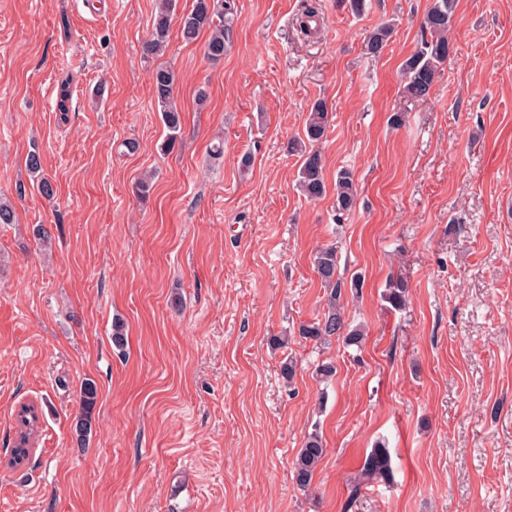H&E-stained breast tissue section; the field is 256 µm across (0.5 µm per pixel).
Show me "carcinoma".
Here are the masks:
<instances>
[{
	"mask_svg": "<svg viewBox=\"0 0 512 512\" xmlns=\"http://www.w3.org/2000/svg\"><path fill=\"white\" fill-rule=\"evenodd\" d=\"M176 0H157L151 36L142 43V55L154 58L161 54L170 38L171 24ZM457 0H431L423 21V34L419 46L403 65L401 94L409 101L418 102L429 97L443 66L453 55L449 37L453 27ZM234 5L231 0H195L193 8L182 14L178 34L183 42L194 43L204 31L210 32L205 43L204 54L212 62L224 58L226 43L229 41ZM393 32V26L384 23L367 37L366 51L374 57L381 55ZM176 75L173 70L159 66L152 73V87L155 100L162 112V121L168 130L164 150L174 148L181 128V111L174 102ZM72 81L69 75L59 80L57 110L69 111ZM332 113L325 101H316L308 113L304 137L291 140L288 152L298 156V186L309 199H318L325 193L324 158L316 148L331 125ZM357 199L354 174L343 168L336 173L335 208L339 215L353 209ZM314 270L327 294L323 316L299 327V336L319 344L332 339H343L351 345H359L364 337L361 325L349 326L344 314L343 294L349 290L357 294L362 288L361 277L356 276L345 286L338 270L336 247L330 245L320 249L314 256ZM409 283L402 277H391L383 293V301L394 311L407 307ZM80 412L74 424V433L80 443H85L92 433V414L98 401V387L95 381L86 379L79 391ZM38 412L33 405H24L16 415V437L34 442L38 428ZM326 453L322 434L318 429L308 433L293 461L292 472L296 485L306 491L313 481L314 473ZM393 480L389 449L378 445L364 457L358 483H382L389 485Z\"/></svg>",
	"mask_w": 512,
	"mask_h": 512,
	"instance_id": "1",
	"label": "carcinoma"
}]
</instances>
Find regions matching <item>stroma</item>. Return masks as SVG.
<instances>
[{
	"mask_svg": "<svg viewBox=\"0 0 512 512\" xmlns=\"http://www.w3.org/2000/svg\"><path fill=\"white\" fill-rule=\"evenodd\" d=\"M365 3L233 0L214 63L205 32L143 57L156 0H0V198L18 216L0 226V512H512V0H459L454 54L412 104L401 66L430 0ZM386 21V48L366 55ZM161 64L181 111L167 152ZM319 99L333 111L328 190L310 200L288 142ZM343 168L358 199L340 215ZM329 244L341 277L363 278L345 301L358 347L298 336L324 312L313 256ZM393 276L409 283L401 312L381 297ZM88 378L99 400L82 449ZM24 403L39 428L12 467ZM315 427L327 451L304 492L291 466ZM378 444L392 484H356ZM393 32V26L389 23L381 24L367 37L366 51L374 57L380 56L386 48ZM80 412L74 424V433L81 443L86 442L87 437L92 433V414L98 401V387L92 379H86L79 391Z\"/></svg>",
	"mask_w": 512,
	"mask_h": 512,
	"instance_id": "stroma-1",
	"label": "stroma"
}]
</instances>
